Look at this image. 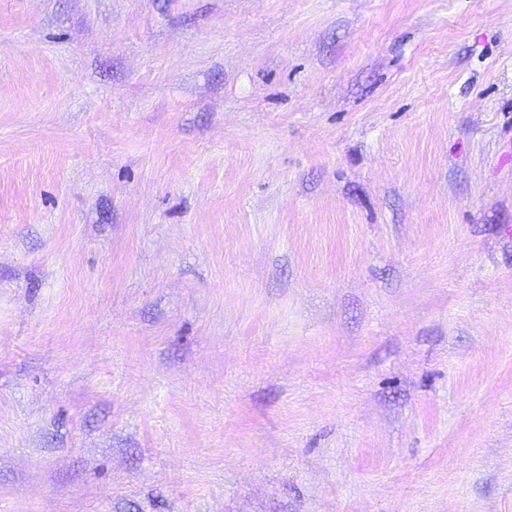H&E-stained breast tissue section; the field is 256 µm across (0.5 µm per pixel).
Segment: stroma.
Here are the masks:
<instances>
[{
  "mask_svg": "<svg viewBox=\"0 0 512 512\" xmlns=\"http://www.w3.org/2000/svg\"><path fill=\"white\" fill-rule=\"evenodd\" d=\"M512 0H0V512H512Z\"/></svg>",
  "mask_w": 512,
  "mask_h": 512,
  "instance_id": "obj_1",
  "label": "stroma"
}]
</instances>
